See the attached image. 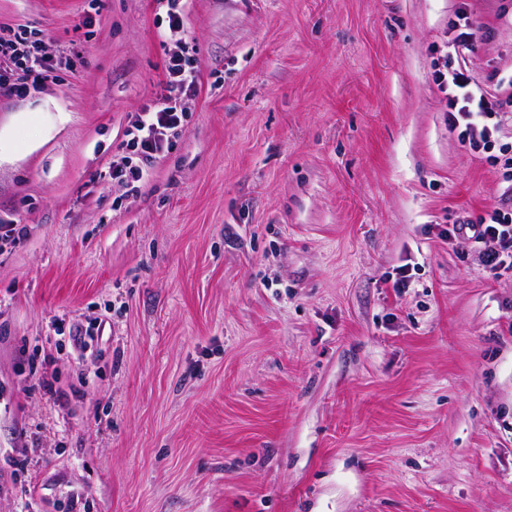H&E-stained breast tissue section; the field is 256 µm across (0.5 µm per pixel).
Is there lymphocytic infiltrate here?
Masks as SVG:
<instances>
[{"label": "lymphocytic infiltrate", "mask_w": 512, "mask_h": 512, "mask_svg": "<svg viewBox=\"0 0 512 512\" xmlns=\"http://www.w3.org/2000/svg\"><path fill=\"white\" fill-rule=\"evenodd\" d=\"M182 0H153L156 11L165 15L166 26L159 35L166 46L162 77L155 99L128 120L121 165L113 167L112 179L135 191L152 165L168 152L188 118L187 100L195 96L201 73L197 48L184 33ZM54 63L40 40L25 30L0 31V95H22L53 78ZM433 80L446 96L448 128L472 155L486 160L504 179L512 178V153L496 150L495 135L512 118L502 107L492 106L487 92L465 67L435 70ZM449 236L475 243L486 272L500 276L512 272V209L489 206L478 223L451 225Z\"/></svg>", "instance_id": "obj_1"}]
</instances>
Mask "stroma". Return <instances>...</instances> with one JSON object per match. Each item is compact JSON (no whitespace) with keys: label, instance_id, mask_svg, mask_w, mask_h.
Segmentation results:
<instances>
[{"label":"stroma","instance_id":"35a3bbf8","mask_svg":"<svg viewBox=\"0 0 512 512\" xmlns=\"http://www.w3.org/2000/svg\"><path fill=\"white\" fill-rule=\"evenodd\" d=\"M185 7L201 85L131 195L153 0H0L58 63L0 97V512H512V275L446 234L512 184L432 80L463 9L512 76V0Z\"/></svg>","mask_w":512,"mask_h":512}]
</instances>
